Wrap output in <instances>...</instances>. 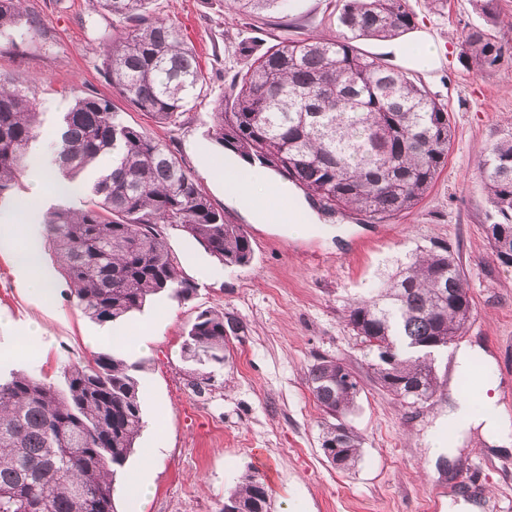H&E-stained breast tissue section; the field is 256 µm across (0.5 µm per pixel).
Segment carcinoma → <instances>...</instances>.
Here are the masks:
<instances>
[{
	"label": "carcinoma",
	"mask_w": 512,
	"mask_h": 512,
	"mask_svg": "<svg viewBox=\"0 0 512 512\" xmlns=\"http://www.w3.org/2000/svg\"><path fill=\"white\" fill-rule=\"evenodd\" d=\"M112 15L117 33L100 36L99 71L114 92L159 124L182 125L202 82L195 50L180 29L148 10L150 0H90ZM486 26L462 33L463 60L481 72L501 59L504 45L496 0H473ZM289 0H231L240 13L286 9ZM346 32L283 39L260 54L239 43L245 65L215 105L209 135L253 167L271 170L326 214L350 212L382 222L414 208L448 161V108L408 75L360 53L361 37L397 38L415 26L408 0H346ZM21 24L25 0H0V33ZM34 97L0 76V198L18 185L42 134ZM111 164L91 184L77 182L104 158ZM53 164L64 193L83 192L80 209L43 214L45 244L71 284L70 297L90 319L122 322L151 297L190 300L164 241L175 227L225 264L247 265V231L224 220L176 154L147 129L122 121L111 99L77 94L62 113ZM496 221L485 225L492 255L512 265V128L478 161ZM472 313L466 278L445 247L413 257L378 293L351 305L348 324L373 355L377 385L410 405L437 391L433 352L448 347ZM244 334L221 311L198 312L181 345L202 383L209 364L228 360ZM141 365L101 351L63 371V384L24 373L0 375V512H116L115 482L144 427L136 372ZM309 388L326 416L321 448L355 467L362 438L348 423L360 386L335 358L320 357ZM237 512H271L269 487L244 474L224 501Z\"/></svg>",
	"instance_id": "1"
}]
</instances>
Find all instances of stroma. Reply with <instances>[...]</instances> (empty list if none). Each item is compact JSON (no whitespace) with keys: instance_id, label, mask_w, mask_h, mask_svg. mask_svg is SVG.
Wrapping results in <instances>:
<instances>
[{"instance_id":"obj_1","label":"stroma","mask_w":512,"mask_h":512,"mask_svg":"<svg viewBox=\"0 0 512 512\" xmlns=\"http://www.w3.org/2000/svg\"><path fill=\"white\" fill-rule=\"evenodd\" d=\"M344 0H291L286 10L255 16L229 12L224 0H152L154 11L177 23L196 52L204 84L178 127H164L130 106L101 76L99 36L110 16L88 0H26L39 30L15 28L0 37V74L38 90L42 142L46 151L71 91L111 97L123 121L145 127L176 153L226 219L250 234L253 259L226 265L176 229L165 242L179 273L196 286L190 300L156 296L124 323L132 344L123 356L140 364L137 373L145 426L128 459L134 471L142 457L156 453L152 493L140 512H220L242 475L256 470L255 452L271 467L263 476L271 490V512H448L458 500L480 512H512V447L495 448L472 436L456 456L431 459V436L453 396L467 387L457 374V345L479 346L493 365L500 415L512 428V265L492 256L484 226L490 205L476 175L491 141L512 123V0H498V39L507 50L495 67L476 72L461 62L460 36L483 25L473 0H409L415 27L409 45L432 41L439 62L431 70L412 68L389 54L387 43L360 39L362 53L406 71L448 107L452 142L448 161L434 186L412 210L370 223L362 217L320 214L306 235L287 225L258 224L236 206L221 179L203 171L220 157L208 130L218 98L228 91L240 65L236 47L248 38L257 49L281 38L336 35ZM448 246L470 288L473 311L456 345L435 355L438 381L432 401L405 407L372 380L371 358L347 324L349 305L371 297L388 276L417 252ZM44 262L54 294L46 303L19 287L9 249H0V317L15 326L37 322L42 341L10 354L11 334L0 331V371L25 370L59 381L64 365L111 349V324L87 318L69 302V283L57 273L52 254ZM211 308L240 319L242 341L234 343L224 366L215 367L210 386L196 388L181 355L183 337L197 313ZM347 364L362 391L350 424L363 439L360 459L349 471L328 462L321 449L323 414L308 384L316 356ZM481 467L482 484L463 482L466 463Z\"/></svg>"}]
</instances>
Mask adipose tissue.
Listing matches in <instances>:
<instances>
[{"label": "adipose tissue", "instance_id": "obj_1", "mask_svg": "<svg viewBox=\"0 0 512 512\" xmlns=\"http://www.w3.org/2000/svg\"><path fill=\"white\" fill-rule=\"evenodd\" d=\"M208 174L222 173L224 185L233 194L245 210L251 212L255 222L289 225L292 233L301 236L307 233L309 224L315 223L313 215L305 214L296 202L285 201L281 192L271 183L264 170L252 167H238L233 163L212 165ZM32 190L27 197L28 203L22 206L12 219L0 222V244L7 242L8 236L16 225L27 228V244L15 251L13 263L21 274L20 286L27 293L47 298L53 292V286L45 276L42 265L41 225L36 224V206L43 194L53 190L58 182L56 169L47 161L34 162L29 172ZM483 399L480 408H473L465 398H456L448 409V416L440 424L433 448L434 456L453 455L456 448L470 436L479 432L490 443L502 446L512 442L508 438L505 425L498 413L495 400L487 396L486 386H479Z\"/></svg>", "mask_w": 512, "mask_h": 512}]
</instances>
